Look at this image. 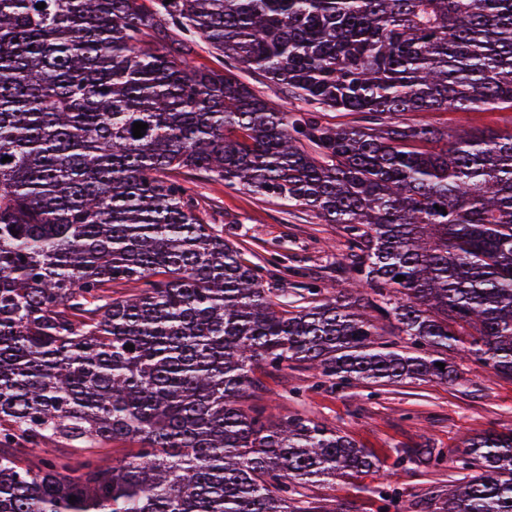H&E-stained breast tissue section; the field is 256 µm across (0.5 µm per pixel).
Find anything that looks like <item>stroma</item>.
<instances>
[{
	"label": "stroma",
	"instance_id": "obj_1",
	"mask_svg": "<svg viewBox=\"0 0 512 512\" xmlns=\"http://www.w3.org/2000/svg\"><path fill=\"white\" fill-rule=\"evenodd\" d=\"M193 64L221 68L250 84L274 105L296 107L286 89L254 70L212 53L199 44ZM404 123H426L441 130L512 135V108L407 112ZM188 188L205 222L222 227L249 260H261L268 272L264 285L272 295L296 300L303 289L325 288L345 277L338 264L347 253L341 225L327 224L300 206L224 186L206 178ZM464 378L456 384L407 381L379 385L368 381L337 383L292 365L256 370L257 387L246 398L265 417L300 414L348 435L380 462L379 470L336 484L306 486L308 501L328 512H418L420 500L448 481L461 478L455 448L470 436L512 428V379L497 376L473 359L462 362ZM432 445L447 456L441 466L397 465L396 451Z\"/></svg>",
	"mask_w": 512,
	"mask_h": 512
}]
</instances>
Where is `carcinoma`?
<instances>
[{
	"mask_svg": "<svg viewBox=\"0 0 512 512\" xmlns=\"http://www.w3.org/2000/svg\"><path fill=\"white\" fill-rule=\"evenodd\" d=\"M197 37L362 123L325 126L191 65ZM505 107L512 0H0V512H318L296 488L377 460L244 407L258 364L453 384L464 352L512 379V136L392 121ZM194 176L344 225V270L377 290V315L346 288L274 300L265 266L197 213ZM378 315L413 350L380 341ZM63 440L141 448L23 463ZM460 469L421 512H512V430L465 440Z\"/></svg>",
	"mask_w": 512,
	"mask_h": 512,
	"instance_id": "carcinoma-1",
	"label": "carcinoma"
}]
</instances>
